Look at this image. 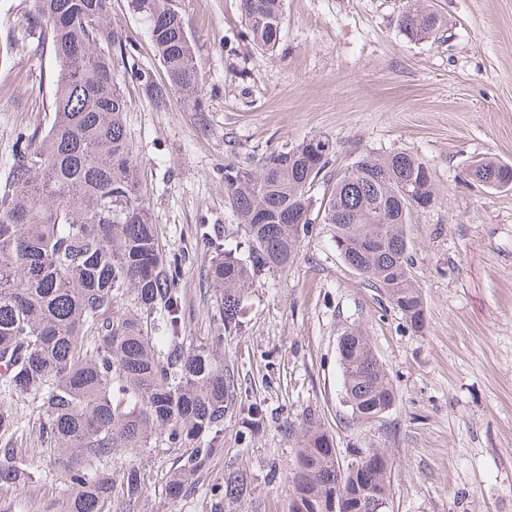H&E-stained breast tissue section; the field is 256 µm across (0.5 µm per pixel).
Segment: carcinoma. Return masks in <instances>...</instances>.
Returning <instances> with one entry per match:
<instances>
[{
  "label": "carcinoma",
  "mask_w": 512,
  "mask_h": 512,
  "mask_svg": "<svg viewBox=\"0 0 512 512\" xmlns=\"http://www.w3.org/2000/svg\"><path fill=\"white\" fill-rule=\"evenodd\" d=\"M30 2L27 25L56 62L54 118L45 133L36 128L17 138L16 160L0 187V387L40 402L39 435L66 487L43 512H112L108 461L157 442L185 449L165 485L166 495L183 497L220 446L234 380L214 351L174 346L179 264L163 258L139 191L124 124L128 101L113 79L128 39L110 22V0ZM284 2L241 0L257 48L278 43ZM131 8L146 22L164 69L161 80L135 73L142 93L163 110L177 91L187 110L203 111L184 17L168 0H131ZM398 26L409 40L423 41L443 20L413 3ZM333 150L329 138L315 136L255 167L224 165V199L245 227L248 256L228 252L208 268L223 325L235 322L259 273L293 264L318 208L343 263L381 288L411 329L424 326L406 226L412 210L433 198L427 164L405 152L362 155L318 201L314 186ZM467 176L487 189H512V164L494 157ZM125 301L134 312L115 311ZM157 313L164 336L149 335L144 323ZM338 352L351 416L379 413L394 390L367 337L345 333ZM390 473L375 456L354 476L342 471L321 420L305 419L290 483L293 496L311 502L309 512H332L327 504L336 497L344 512H375L372 499L390 490ZM31 479L14 449H3L0 489L19 490ZM122 485L127 495L139 494L138 468L126 470ZM251 490L248 473H228L214 512Z\"/></svg>",
  "instance_id": "obj_1"
}]
</instances>
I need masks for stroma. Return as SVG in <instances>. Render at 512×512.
I'll list each match as a JSON object with an SVG mask.
<instances>
[{"instance_id":"35a3bbf8","label":"stroma","mask_w":512,"mask_h":512,"mask_svg":"<svg viewBox=\"0 0 512 512\" xmlns=\"http://www.w3.org/2000/svg\"><path fill=\"white\" fill-rule=\"evenodd\" d=\"M409 0H285L274 49H256L240 0H171L187 20L203 111L178 93L160 111L134 90L138 69L162 75L148 31L128 0L110 17L128 36L114 81L139 187L165 259L178 260V344L216 346L234 376L224 447L189 497L170 499L178 449L118 453L114 478L140 471L142 492L112 493V512H212L225 474L243 470L253 491L230 512H289L288 476L301 426L318 415L341 452L383 449L392 461L391 512H512V190L473 183L469 164L512 162V0H422L444 29L408 40L398 18ZM29 0H0V181L18 135L52 121L54 59L26 30ZM314 136L333 141L329 173L359 155L406 152L424 160L434 199L407 226L410 272L425 325L413 331L385 295L347 268L333 230L315 220L294 263L260 275L241 299L237 325L216 316L207 270L216 249L247 255V236L224 201V166L257 165ZM361 329L395 392L382 418L351 421L338 339ZM265 415L243 438L251 407ZM19 428L0 437L34 474L0 491V512H42L59 496L54 457L38 440L36 403L0 399Z\"/></svg>"}]
</instances>
